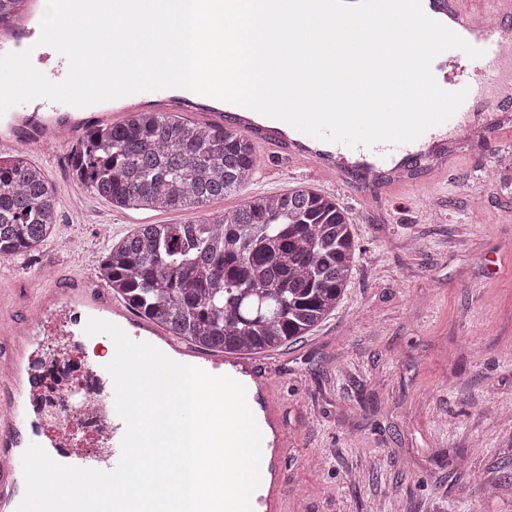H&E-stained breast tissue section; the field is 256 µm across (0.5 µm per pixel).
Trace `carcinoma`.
Here are the masks:
<instances>
[{"mask_svg": "<svg viewBox=\"0 0 512 512\" xmlns=\"http://www.w3.org/2000/svg\"><path fill=\"white\" fill-rule=\"evenodd\" d=\"M72 174L120 209H195L236 193L257 164L244 137L163 112L86 130ZM57 201L41 169L0 153V259L36 251ZM359 259L335 199L310 187L252 197L219 218L140 224L98 267L112 291L199 351L258 353L308 335L339 305Z\"/></svg>", "mask_w": 512, "mask_h": 512, "instance_id": "obj_1", "label": "carcinoma"}]
</instances>
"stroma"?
Wrapping results in <instances>:
<instances>
[{
  "mask_svg": "<svg viewBox=\"0 0 512 512\" xmlns=\"http://www.w3.org/2000/svg\"><path fill=\"white\" fill-rule=\"evenodd\" d=\"M458 147L448 170L412 185L361 191L340 183L336 200L360 259L332 315L309 336L258 354L285 403L288 464L296 470L288 512H512V171L488 173L498 141ZM71 143L24 155L57 199L56 231L35 252L0 260V278L24 299L59 267L95 276L113 243L140 224H182L235 210L247 198L329 182L274 154L260 181L189 211L112 206L70 175ZM66 372H39L97 394L84 347ZM466 455L471 470L455 468Z\"/></svg>",
  "mask_w": 512,
  "mask_h": 512,
  "instance_id": "stroma-1",
  "label": "stroma"
}]
</instances>
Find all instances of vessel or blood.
<instances>
[{"instance_id": "b4317fda", "label": "vessel or blood", "mask_w": 512, "mask_h": 512, "mask_svg": "<svg viewBox=\"0 0 512 512\" xmlns=\"http://www.w3.org/2000/svg\"><path fill=\"white\" fill-rule=\"evenodd\" d=\"M434 2L444 13L483 30V37L473 42L483 55L471 59L458 49L440 54L442 67L435 74L437 83L447 91L466 90L467 96L449 120L427 130L416 141L350 147L310 137L276 119L255 121L251 109L231 103L204 113V121L235 129L264 153H280L330 179L352 180L366 188L407 180L411 168L417 166L447 169L449 136L467 134L480 107L492 100L499 110L512 109V52L499 42L505 15H486L490 0ZM39 8L40 0H27L24 12L0 22V54L29 35L30 20ZM122 102L127 108L152 104L164 112L197 107L191 98L174 94L170 89L129 95ZM73 112L72 106L46 99L11 107L7 115L14 131L0 135V149L9 151L30 143L43 147L59 130L77 131V124L71 120ZM91 317L118 325L131 339L150 343L177 362L241 382L247 399L258 406L254 413L257 425L268 436L261 444V482L252 496L254 512H288V429L282 402L266 372L233 354L200 352L159 330L125 303L113 299L109 289L97 279L65 278L57 273L26 304L23 318L0 321V512H16L23 497L22 454L29 444L41 445L59 463L84 468L109 471L120 459L126 425L116 413L113 389H106L95 400L97 411L108 417L105 425L96 429L50 427L43 415L32 412L35 398L43 394V385L33 369L41 358L46 324L58 321V335L72 345L84 338V327Z\"/></svg>"}]
</instances>
